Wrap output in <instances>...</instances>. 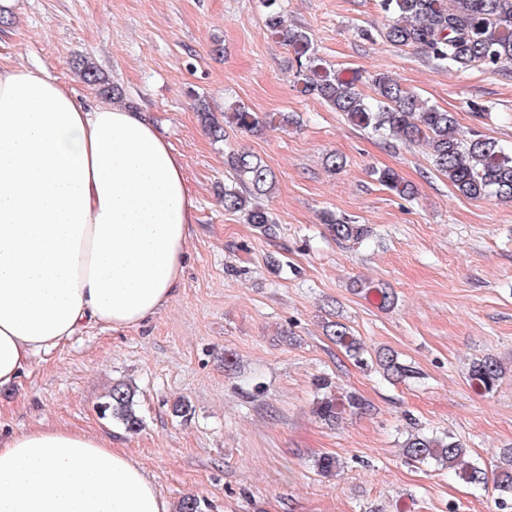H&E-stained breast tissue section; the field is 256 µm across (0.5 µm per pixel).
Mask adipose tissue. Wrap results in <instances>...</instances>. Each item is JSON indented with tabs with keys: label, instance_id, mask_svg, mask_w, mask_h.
<instances>
[{
	"label": "adipose tissue",
	"instance_id": "ef3b65f1",
	"mask_svg": "<svg viewBox=\"0 0 512 512\" xmlns=\"http://www.w3.org/2000/svg\"><path fill=\"white\" fill-rule=\"evenodd\" d=\"M184 165L145 113L78 103L0 63V388L90 326H141L183 286L195 222ZM0 512H172L145 468L94 435L0 438Z\"/></svg>",
	"mask_w": 512,
	"mask_h": 512
}]
</instances>
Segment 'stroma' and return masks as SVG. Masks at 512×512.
Listing matches in <instances>:
<instances>
[{
    "label": "stroma",
    "instance_id": "35a3bbf8",
    "mask_svg": "<svg viewBox=\"0 0 512 512\" xmlns=\"http://www.w3.org/2000/svg\"><path fill=\"white\" fill-rule=\"evenodd\" d=\"M286 24L310 38L321 71L363 94L385 73L458 128L512 149V66H438L421 49L382 38L380 0H281ZM263 0H11L0 7V60L44 68L86 105L101 102L71 67L85 59L145 113L181 155L197 210L178 296L140 327L90 328L0 389V435L68 427L111 441L148 471L172 505L197 496L204 512H499L492 489L447 468L407 460L409 434L449 433L472 462L499 464L512 447V203L473 200L436 172L424 146L387 141L306 92L296 54L268 32ZM240 104L297 125L214 138L201 113ZM244 145L274 171L261 202L272 233L224 209V163ZM343 156L336 172L328 154ZM412 184L400 198L375 178ZM367 225L339 242L323 211ZM396 295L377 307L354 280ZM347 324L389 348L417 377L391 382L360 368L326 335ZM233 368H225V357ZM500 361L488 393L471 364ZM361 396L366 410L336 425L312 412L317 378ZM135 392L138 431L101 417L113 385ZM188 403L187 416L176 402ZM336 456V476L316 460Z\"/></svg>",
    "mask_w": 512,
    "mask_h": 512
}]
</instances>
